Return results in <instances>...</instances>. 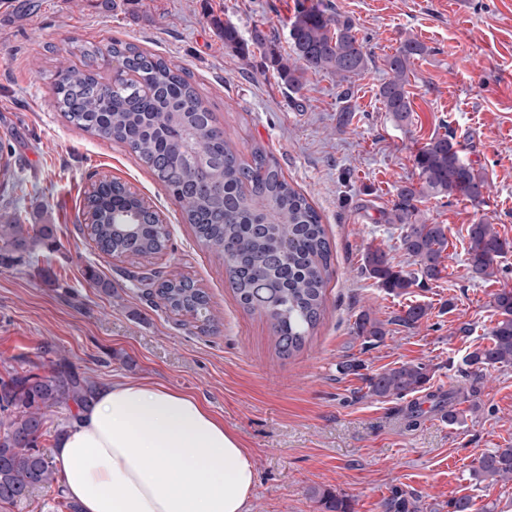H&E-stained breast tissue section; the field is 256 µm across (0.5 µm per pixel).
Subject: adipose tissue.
Segmentation results:
<instances>
[{"label": "adipose tissue", "instance_id": "ef3b65f1", "mask_svg": "<svg viewBox=\"0 0 512 512\" xmlns=\"http://www.w3.org/2000/svg\"><path fill=\"white\" fill-rule=\"evenodd\" d=\"M53 456L83 512H245L248 451L199 400L148 380L95 391Z\"/></svg>", "mask_w": 512, "mask_h": 512}]
</instances>
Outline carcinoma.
<instances>
[{
	"label": "carcinoma",
	"mask_w": 512,
	"mask_h": 512,
	"mask_svg": "<svg viewBox=\"0 0 512 512\" xmlns=\"http://www.w3.org/2000/svg\"><path fill=\"white\" fill-rule=\"evenodd\" d=\"M214 24L224 46L245 55L249 46L265 49L269 67L288 88L300 91L308 72H327L345 81L364 72L371 61L363 41L348 21L335 19L315 5L300 4L290 23L293 58L269 47L271 39L258 26L251 44L237 28L220 18ZM425 47L405 39L386 58L391 78L378 92L380 103L399 127L411 122L406 86L413 60ZM81 64L60 63L55 73L54 106L72 125L90 134L125 144L179 203L199 244L224 257L231 287L240 306L269 323L277 351L292 356L313 335L324 312L332 250L321 217L307 197L285 179L277 162L257 146L244 156L224 137L213 112L187 76L160 56L136 45L114 40L107 51L90 44L80 48ZM463 145L455 135L435 136L414 156L420 183L402 185L390 220L400 225V246L417 269L395 265L388 253L369 247L361 272L394 296L441 279L443 253L448 248V225L419 219L418 203L428 197L461 195L474 204L484 202L485 177L462 159ZM131 218L138 225L130 236L114 232V217ZM86 229L96 248L112 257L137 258L163 253L169 232L158 214L145 207L125 184L104 177L86 202ZM467 265L471 277L489 281L496 275V259L512 248L494 225L484 221L466 229ZM52 225L22 224L11 213L0 214V264L33 254L53 244ZM132 287L176 314L204 318L210 325L205 291L185 278H169L159 271L132 275ZM498 319L486 337L465 357L470 374L480 378L487 367L512 365V289L492 295ZM429 307L412 303L396 315L413 329L427 317ZM364 342H384V324L367 312L356 320ZM430 365L407 361L366 377L368 394L403 398L426 388ZM91 383L59 361L43 373L15 374L0 383V503L21 505L32 492L57 481L56 471L38 449L48 416L69 403L86 405ZM433 409L448 421L457 412L445 409L454 393L434 394ZM476 481L486 476L512 478V447L482 454L472 469ZM312 497L322 512H354L344 494L315 488ZM382 512H420L419 498L393 485L381 503Z\"/></svg>",
	"instance_id": "obj_1"
}]
</instances>
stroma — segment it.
<instances>
[{"label":"stroma","mask_w":512,"mask_h":512,"mask_svg":"<svg viewBox=\"0 0 512 512\" xmlns=\"http://www.w3.org/2000/svg\"><path fill=\"white\" fill-rule=\"evenodd\" d=\"M299 0H0V211L21 223L54 228L53 249L0 266V381L65 356L94 385L147 378L196 397L251 452L256 475L247 512H320L311 488L348 495L355 512H381L391 485L419 496L429 512L472 499L473 512H512V480H472L481 453L512 446V366L476 380L464 358L488 333L491 294L512 289V250L497 274L472 279L466 227L484 220L512 241V0H321L349 20L372 53L350 85L311 73L291 94L265 68L264 53L225 48L213 17L242 38L254 24L289 55V23ZM412 37L425 52L412 65V123L400 128L378 89L385 65ZM135 44L189 76L225 138L241 153L262 147L288 182L322 217L333 254L325 311L313 336L292 356L275 348L268 322L246 312L221 255L198 244L180 205L120 143L68 123L52 105L60 60L78 61L81 46ZM353 108L339 112L342 99ZM454 131L464 156L487 179L486 202L428 198L420 217L448 225L441 280L393 297L360 272L367 247L410 268L400 229L388 216L397 189L418 179L415 154L432 137ZM127 184L160 216L167 250L145 258L99 252L85 233V199L102 176ZM159 269L193 280L216 316L177 315L129 289L128 271ZM98 281H90L88 270ZM121 289L115 300L100 281ZM430 314L414 329L392 324L408 302ZM388 322L367 346L355 329L361 312ZM433 369L431 389L402 399L367 393L365 375L408 360ZM360 361L357 372L344 364ZM462 390L457 423L431 408L430 392ZM422 417L409 426L407 414Z\"/></svg>","instance_id":"stroma-1"}]
</instances>
